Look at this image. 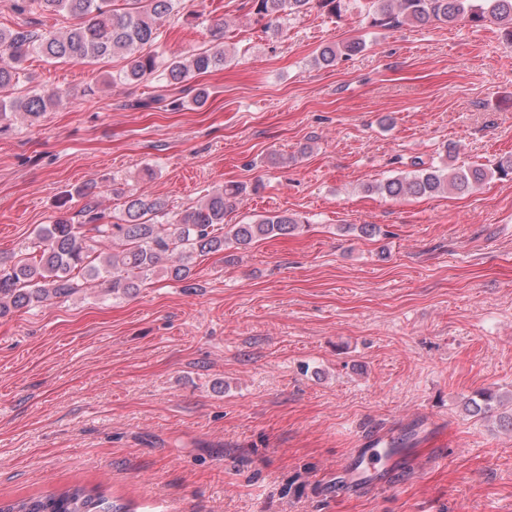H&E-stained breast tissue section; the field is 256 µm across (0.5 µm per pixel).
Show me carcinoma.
<instances>
[{
	"label": "carcinoma",
	"mask_w": 512,
	"mask_h": 512,
	"mask_svg": "<svg viewBox=\"0 0 512 512\" xmlns=\"http://www.w3.org/2000/svg\"><path fill=\"white\" fill-rule=\"evenodd\" d=\"M12 0L19 14L36 11L68 17L74 24L60 32L38 33L0 27V50L10 63H0V133L17 116L36 117L59 98L56 92L32 90L12 96L24 63L38 54L47 61H89L115 54L126 59L119 79L136 82L155 74L169 85L186 82L194 74L224 65V27L216 29L215 44L181 58H163L157 51L161 21L178 9L181 0ZM256 21L265 29H279V20L316 6L336 16L351 0H252ZM371 24L390 28L403 23L425 25L464 21L501 26L512 45V0H371ZM364 47L355 39L324 46L315 57L319 66H332L341 55L352 56ZM415 170L369 185L366 191L387 197L430 196L444 190L466 192L482 183L488 170L481 165L450 168L414 164ZM243 188L229 184L206 194L195 206L172 212L159 197L129 195L116 221L101 209V192L87 185L77 190L83 205L70 218L43 224L32 243V256L8 266L0 262V317L35 303L68 298L81 284L106 282L112 293L128 295L161 273L189 282L193 260L228 248L245 249L260 239L288 236L304 226V218L288 212L262 216L243 224H226L224 215L240 201ZM92 231L95 238L87 236ZM501 404L491 391L472 403L473 412L486 413ZM0 512H129L105 495L101 486L81 483L14 500L0 501Z\"/></svg>",
	"instance_id": "1"
}]
</instances>
